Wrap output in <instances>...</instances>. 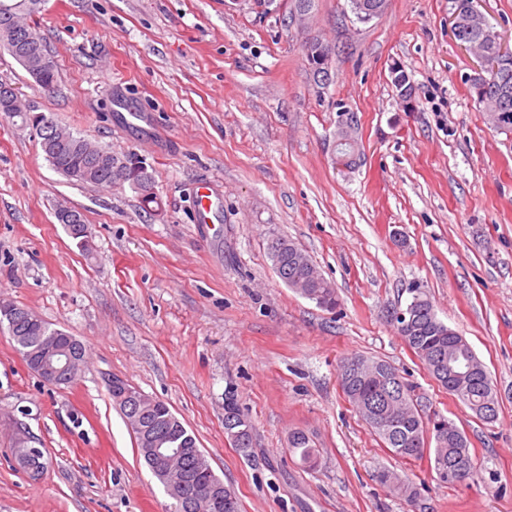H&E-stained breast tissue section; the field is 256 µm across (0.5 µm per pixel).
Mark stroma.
<instances>
[{"instance_id":"stroma-1","label":"stroma","mask_w":512,"mask_h":512,"mask_svg":"<svg viewBox=\"0 0 512 512\" xmlns=\"http://www.w3.org/2000/svg\"><path fill=\"white\" fill-rule=\"evenodd\" d=\"M452 6L387 0L360 23L348 0H315L302 23L289 0H43L54 93L3 49L0 82L113 153H136L158 204L146 212L126 183L67 180L0 118V299L88 353L77 382L51 385L0 326V512H173L109 394L114 377L171 408L242 512H512V132L493 129L469 91L478 62L452 34ZM314 39L332 49L325 86L304 57ZM118 96L150 113L162 142L119 123ZM342 107L357 118L347 171L332 161ZM61 202L82 212L91 251L56 220ZM275 236L311 257L336 310L280 280ZM415 288L484 363L495 422L439 387L396 333L389 311ZM353 354L391 362L455 421L475 480L439 484L427 461L380 446L339 386ZM230 391L254 458L224 434ZM297 430L315 466L288 453ZM20 431L44 452L41 479L14 462ZM384 470L417 500L380 486Z\"/></svg>"}]
</instances>
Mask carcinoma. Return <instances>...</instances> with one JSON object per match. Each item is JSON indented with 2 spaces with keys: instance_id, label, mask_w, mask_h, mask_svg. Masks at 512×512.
I'll use <instances>...</instances> for the list:
<instances>
[{
  "instance_id": "1",
  "label": "carcinoma",
  "mask_w": 512,
  "mask_h": 512,
  "mask_svg": "<svg viewBox=\"0 0 512 512\" xmlns=\"http://www.w3.org/2000/svg\"><path fill=\"white\" fill-rule=\"evenodd\" d=\"M41 2L0 0V30H12L20 40L30 39L41 49H46L35 28L24 22V18L39 11ZM466 35L479 51L499 64L498 70L490 73L481 83H470L476 102L482 105V111L486 112L488 118L498 117L496 128L511 131L512 97L503 98V90L512 91V61L499 57L493 27L487 20L479 21L477 28H469ZM321 47L326 49L328 45L321 40L306 45L304 55L317 82L325 85L330 80L329 66L319 63L313 56L314 51ZM49 117L64 133L54 151L45 153L46 160L57 173L69 181L108 187L118 180H128L143 202H154L156 196L152 176L139 165L135 156L125 155L112 162L110 168L103 166L75 149L83 137L63 125L55 114L51 113ZM267 250L278 276L289 288L321 308H336V291L307 254L292 241L274 237L269 241ZM392 321L400 338L415 353L430 376L449 395L466 405L479 420L489 422L485 410L490 402L499 404L498 392L466 338L437 317L432 302L418 291L403 307L394 308ZM8 331L24 355L45 339L63 335V331L51 327L40 318L31 326L20 319L8 326ZM450 360L466 362L470 371L469 377L454 387L448 385ZM339 382L349 403L393 456L413 462L427 459L437 480L450 487L475 478L477 467L465 432L455 422L430 412L427 405L415 399L413 387L394 365L385 360L352 355L341 362ZM127 388L138 400L137 416L142 423L154 432L166 433L174 447L187 449L184 465L208 473L224 489V500L233 502L234 512H241L235 490L225 485L214 473L198 448L195 437L188 433L165 402L143 394L130 384ZM224 434L244 457L252 456V428L232 395L224 402ZM288 453L298 455L305 463L312 462L315 448L310 436L302 430L293 432L288 440ZM379 480L385 486L398 489L409 501L417 497L413 486L394 474L383 473Z\"/></svg>"
}]
</instances>
